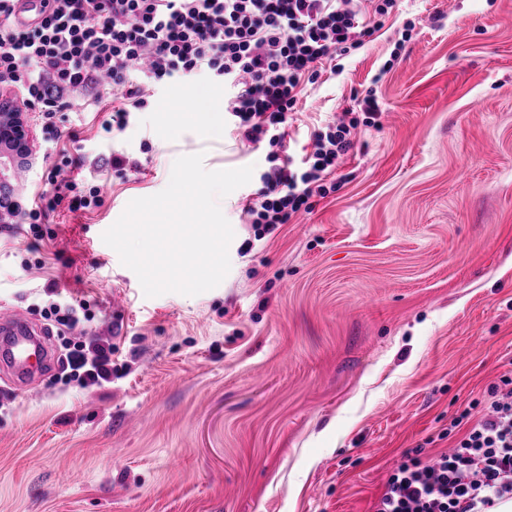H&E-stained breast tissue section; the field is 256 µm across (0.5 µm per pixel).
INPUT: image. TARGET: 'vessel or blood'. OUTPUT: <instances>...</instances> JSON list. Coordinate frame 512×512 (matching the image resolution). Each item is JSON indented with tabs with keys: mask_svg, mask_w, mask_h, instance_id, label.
Wrapping results in <instances>:
<instances>
[{
	"mask_svg": "<svg viewBox=\"0 0 512 512\" xmlns=\"http://www.w3.org/2000/svg\"><path fill=\"white\" fill-rule=\"evenodd\" d=\"M44 15L42 0H16L14 16L19 26H29L31 20H42ZM51 359V351L32 326L15 312L0 310V367L15 382L30 380Z\"/></svg>",
	"mask_w": 512,
	"mask_h": 512,
	"instance_id": "obj_1",
	"label": "vessel or blood"
}]
</instances>
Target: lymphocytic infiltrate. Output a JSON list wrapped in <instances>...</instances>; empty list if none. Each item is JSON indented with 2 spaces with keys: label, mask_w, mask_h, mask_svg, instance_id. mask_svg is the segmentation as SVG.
<instances>
[{
  "label": "lymphocytic infiltrate",
  "mask_w": 512,
  "mask_h": 512,
  "mask_svg": "<svg viewBox=\"0 0 512 512\" xmlns=\"http://www.w3.org/2000/svg\"><path fill=\"white\" fill-rule=\"evenodd\" d=\"M14 0H0V89L20 92L38 112L45 142L56 137L58 113L74 104L99 107L118 100L112 125L125 129L131 113L156 93L203 73L224 86L225 113L243 141L267 148L262 189L244 211L271 234L312 197L326 196V179L353 147L359 125L376 124L374 95L359 116L327 123L313 134L302 165L286 154L288 114L326 63L361 49L397 0H45L42 22L13 25ZM41 203L17 215L43 240L48 211L90 209L99 186L76 180L43 188ZM79 387L112 382V345L98 337L69 342L62 361ZM512 500V388L492 385L485 412L435 461L407 458L389 477L374 512H494Z\"/></svg>",
  "instance_id": "1"
}]
</instances>
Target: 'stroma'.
<instances>
[{
  "label": "stroma",
  "mask_w": 512,
  "mask_h": 512,
  "mask_svg": "<svg viewBox=\"0 0 512 512\" xmlns=\"http://www.w3.org/2000/svg\"><path fill=\"white\" fill-rule=\"evenodd\" d=\"M341 65L299 98L291 154L370 90L379 123L355 130L335 191L261 239L243 199L265 151L183 109L221 103L223 84L158 92L116 135L110 105L60 113L37 178L68 156L64 177L102 202L57 207L35 253L0 230V306L40 325L50 290L87 300L112 383L54 364L19 388L0 370V512H372L408 450L447 452L452 420L512 379V0H401ZM198 152L255 171L220 201L231 269L196 296L145 297L102 235ZM114 154L139 170L119 179Z\"/></svg>",
  "instance_id": "obj_1"
}]
</instances>
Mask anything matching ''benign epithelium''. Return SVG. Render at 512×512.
<instances>
[{"label": "benign epithelium", "mask_w": 512, "mask_h": 512, "mask_svg": "<svg viewBox=\"0 0 512 512\" xmlns=\"http://www.w3.org/2000/svg\"><path fill=\"white\" fill-rule=\"evenodd\" d=\"M35 138L31 116L14 102L10 92L0 93V189L11 184L19 170L35 172Z\"/></svg>", "instance_id": "7a95c632"}]
</instances>
